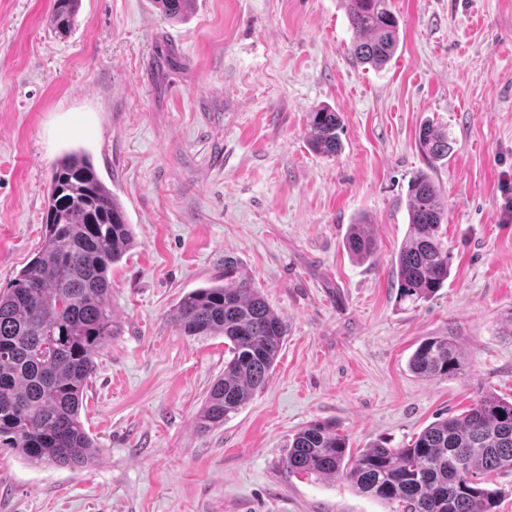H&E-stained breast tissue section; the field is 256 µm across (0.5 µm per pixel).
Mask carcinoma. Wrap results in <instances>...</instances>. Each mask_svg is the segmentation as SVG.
Instances as JSON below:
<instances>
[{
	"mask_svg": "<svg viewBox=\"0 0 512 512\" xmlns=\"http://www.w3.org/2000/svg\"><path fill=\"white\" fill-rule=\"evenodd\" d=\"M81 0H53L49 22L65 38ZM352 59L380 68L399 42L391 0H342ZM163 18L175 21L191 0H156ZM341 117L323 106L309 113L306 140L323 156L341 152ZM428 166L448 158V133L427 122L418 133ZM445 201L427 172L408 187V229L392 261L398 299L415 304L448 280L452 256L443 229ZM121 203L99 178L89 157L70 152L52 165L42 249L0 292V447L33 464L72 469L94 460L96 444L80 409L95 357L115 334L109 309L112 265L133 246ZM346 251L370 259L377 244L363 224L351 225ZM184 336H222L229 358L210 386L197 426L217 429L261 390L287 327L244 274L224 259V282L185 294L169 314ZM425 379L464 376L468 367L448 337L424 340L409 360ZM282 463L290 474L348 482L358 493L402 512H495L501 490L478 476L512 472V401L482 390L458 415L439 419L412 441L390 448L373 441L355 454L330 422H311L294 433Z\"/></svg>",
	"mask_w": 512,
	"mask_h": 512,
	"instance_id": "carcinoma-1",
	"label": "carcinoma"
}]
</instances>
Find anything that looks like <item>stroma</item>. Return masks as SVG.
<instances>
[{
  "label": "stroma",
  "mask_w": 512,
  "mask_h": 512,
  "mask_svg": "<svg viewBox=\"0 0 512 512\" xmlns=\"http://www.w3.org/2000/svg\"><path fill=\"white\" fill-rule=\"evenodd\" d=\"M400 44L352 61L342 0H81L68 38L52 0H0V291L40 250L54 161L84 150L122 204L134 245L112 267L116 333L80 419L95 461L34 465L0 447V512H397L347 482L288 474V441L335 423L351 448L408 443L479 389L512 399V0H392ZM339 112V155L306 142ZM454 150L428 168L425 122ZM447 201L448 282L400 302L391 260L419 170ZM368 224L379 251L344 247ZM237 258L287 324L265 387L223 426L197 417L228 352L167 320ZM454 337L465 376L407 362Z\"/></svg>",
  "instance_id": "obj_1"
}]
</instances>
